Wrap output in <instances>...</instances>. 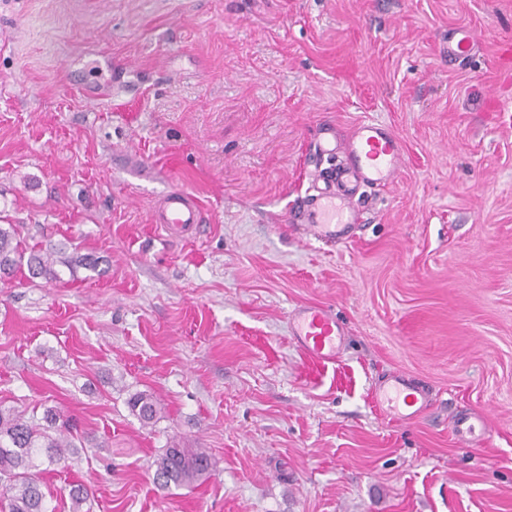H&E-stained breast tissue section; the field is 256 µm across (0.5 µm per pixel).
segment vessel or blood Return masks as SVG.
<instances>
[{
  "label": "vessel or blood",
  "instance_id": "1",
  "mask_svg": "<svg viewBox=\"0 0 512 512\" xmlns=\"http://www.w3.org/2000/svg\"><path fill=\"white\" fill-rule=\"evenodd\" d=\"M474 50L475 37L469 28L459 27L449 33V64H466ZM313 151L327 157L333 166L307 196L300 219L319 242L350 243L363 221L359 208L363 189L394 182L404 161L403 139L389 127L364 122L350 137L340 141L335 128L322 123ZM152 219L170 234L199 229L206 221L198 198L181 189L171 191L155 205ZM290 324L299 348L311 361L336 362L344 346V331L328 309L320 305L295 308ZM487 427V417L478 411L459 416L453 422L456 434L462 438Z\"/></svg>",
  "mask_w": 512,
  "mask_h": 512
}]
</instances>
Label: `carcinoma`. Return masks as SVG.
Wrapping results in <instances>:
<instances>
[{"label": "carcinoma", "mask_w": 512, "mask_h": 512, "mask_svg": "<svg viewBox=\"0 0 512 512\" xmlns=\"http://www.w3.org/2000/svg\"><path fill=\"white\" fill-rule=\"evenodd\" d=\"M104 259L93 253L74 252L65 255L62 250L49 247L46 251H27L18 239L14 224H0V281L12 280L22 269L31 278H59L54 265L59 263L74 272L79 268L102 276ZM127 405L141 422L157 420L162 406L150 393H137ZM71 419L54 407L44 409L41 417L0 407V512H48L46 495L38 475L40 466L68 467L71 449L76 447ZM154 483L161 489L190 487L211 477L212 462L203 448H186L174 442L155 458ZM69 496L72 512H82L89 498L81 484L71 486Z\"/></svg>", "instance_id": "cac0c4a2"}]
</instances>
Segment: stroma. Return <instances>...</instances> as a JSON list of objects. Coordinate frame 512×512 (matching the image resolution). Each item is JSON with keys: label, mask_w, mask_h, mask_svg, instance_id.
Masks as SVG:
<instances>
[{"label": "stroma", "mask_w": 512, "mask_h": 512, "mask_svg": "<svg viewBox=\"0 0 512 512\" xmlns=\"http://www.w3.org/2000/svg\"><path fill=\"white\" fill-rule=\"evenodd\" d=\"M508 41L512 0H0V221L108 262L0 285V406L79 425L50 512L77 483L87 512H512ZM365 121L403 166L351 243L309 240L315 128ZM176 188L202 232L153 224ZM310 304L347 329L335 363L290 336ZM394 372L431 394L415 419L373 399ZM175 439L209 451L207 483L155 485ZM475 37L466 27L452 29L448 34V62L452 65L466 64L475 50ZM127 405L132 412L144 424H150L157 420L162 406L157 397L150 393H137L129 398ZM476 426H479L481 430L488 428L487 417L478 411L458 416L453 421V428L456 434L463 439H466L467 435H472L476 430Z\"/></svg>", "instance_id": "1"}]
</instances>
